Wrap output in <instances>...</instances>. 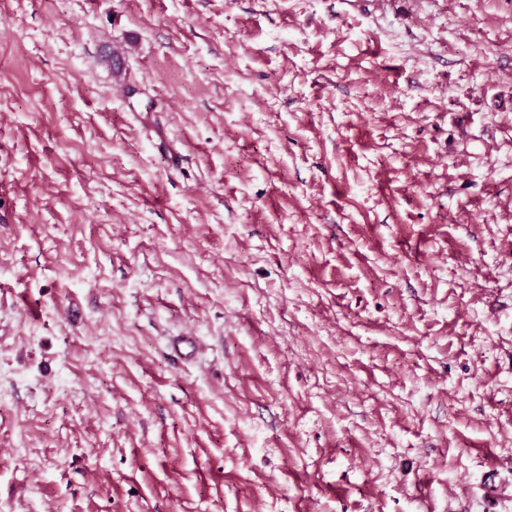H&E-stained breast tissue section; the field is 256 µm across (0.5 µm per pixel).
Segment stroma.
Here are the masks:
<instances>
[{
  "label": "stroma",
  "mask_w": 512,
  "mask_h": 512,
  "mask_svg": "<svg viewBox=\"0 0 512 512\" xmlns=\"http://www.w3.org/2000/svg\"><path fill=\"white\" fill-rule=\"evenodd\" d=\"M0 512H512V0H0Z\"/></svg>",
  "instance_id": "35a3bbf8"
}]
</instances>
